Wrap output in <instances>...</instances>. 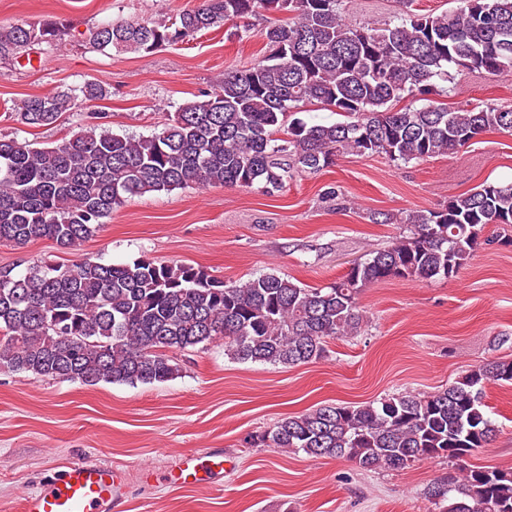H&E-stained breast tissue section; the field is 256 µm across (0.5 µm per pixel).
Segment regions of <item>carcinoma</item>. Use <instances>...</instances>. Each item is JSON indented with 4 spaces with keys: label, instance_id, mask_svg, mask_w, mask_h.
<instances>
[{
    "label": "carcinoma",
    "instance_id": "1",
    "mask_svg": "<svg viewBox=\"0 0 512 512\" xmlns=\"http://www.w3.org/2000/svg\"><path fill=\"white\" fill-rule=\"evenodd\" d=\"M265 13L262 58L225 73L208 98L180 105L158 133L121 135L99 121L51 147L0 136V242L21 247L47 238L71 250L132 197L192 185L257 184L273 194L295 171L333 166L340 152L409 163L457 152L489 131L512 132L511 107L426 100L453 68L512 69V0H463L456 10L407 12L370 27L345 22L342 0H202L157 25L103 22L88 41L100 52L151 53ZM64 31L60 20L0 24V58L52 49ZM107 96L102 84L86 81L30 96L15 115L27 127H50ZM408 99L422 105L396 108ZM312 102L342 120L291 117ZM406 222L409 234L324 287L275 272L227 281L199 265L148 258L121 265L84 258L18 273L2 267L0 367L86 386L152 384L178 375L168 352L217 339L244 362L321 359L329 341L361 332L362 288L454 278L481 246L495 243L483 232L512 224V184L486 181ZM500 382L512 383V359L476 365L433 393L288 416L250 445L347 459L364 470L445 459L454 472L425 492L439 512H512V471L467 463L498 432L483 395Z\"/></svg>",
    "mask_w": 512,
    "mask_h": 512
}]
</instances>
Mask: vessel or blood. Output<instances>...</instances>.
<instances>
[{"label": "vessel or blood", "mask_w": 512, "mask_h": 512, "mask_svg": "<svg viewBox=\"0 0 512 512\" xmlns=\"http://www.w3.org/2000/svg\"><path fill=\"white\" fill-rule=\"evenodd\" d=\"M224 469V458L183 455L177 471L167 482L174 487H192L212 480ZM123 470L108 462H76L68 466L56 482L26 494L21 512H112L124 481Z\"/></svg>", "instance_id": "1"}]
</instances>
